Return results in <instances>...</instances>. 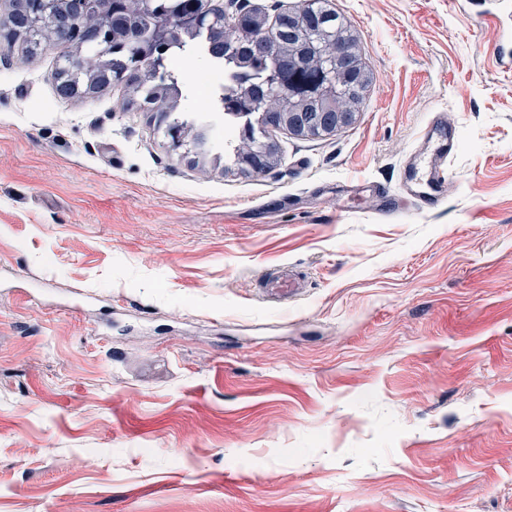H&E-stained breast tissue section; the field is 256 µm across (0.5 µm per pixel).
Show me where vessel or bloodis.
<instances>
[{
    "mask_svg": "<svg viewBox=\"0 0 512 512\" xmlns=\"http://www.w3.org/2000/svg\"><path fill=\"white\" fill-rule=\"evenodd\" d=\"M424 138L427 142L425 164L427 174L418 177L416 171H409L404 184L406 198L412 199L426 210H432L442 204L448 192V159L458 148L455 130L445 114L436 115L427 125ZM261 284L268 295L289 297L297 294L302 284L293 270L280 267L267 273Z\"/></svg>",
    "mask_w": 512,
    "mask_h": 512,
    "instance_id": "b4317fda",
    "label": "vessel or blood"
}]
</instances>
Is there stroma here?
Instances as JSON below:
<instances>
[{"label": "stroma", "mask_w": 512, "mask_h": 512, "mask_svg": "<svg viewBox=\"0 0 512 512\" xmlns=\"http://www.w3.org/2000/svg\"><path fill=\"white\" fill-rule=\"evenodd\" d=\"M373 74L280 162L171 153L0 50V512H512V73L460 0H329ZM216 73L186 59L178 109ZM444 204L398 199L436 113ZM288 264L302 293L263 299Z\"/></svg>", "instance_id": "1"}]
</instances>
